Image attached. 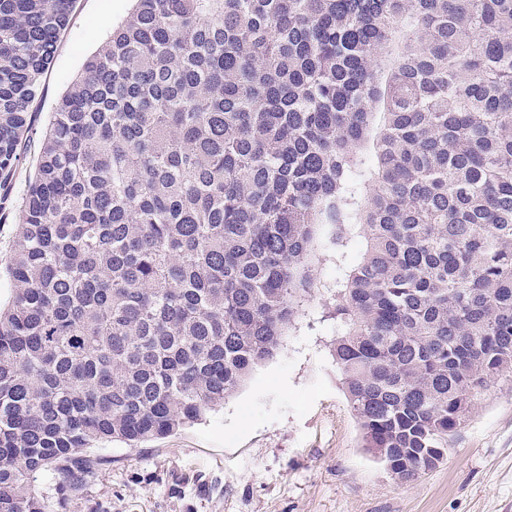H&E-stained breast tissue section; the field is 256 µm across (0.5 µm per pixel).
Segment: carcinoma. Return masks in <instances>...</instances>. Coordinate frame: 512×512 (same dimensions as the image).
<instances>
[{
  "label": "carcinoma",
  "mask_w": 512,
  "mask_h": 512,
  "mask_svg": "<svg viewBox=\"0 0 512 512\" xmlns=\"http://www.w3.org/2000/svg\"><path fill=\"white\" fill-rule=\"evenodd\" d=\"M133 2L17 199L76 0H0V512L203 419L320 300L362 447L418 480L512 384V0ZM15 225L0 223V303L6 304L12 294L11 283L6 273L9 264Z\"/></svg>",
  "instance_id": "1"
}]
</instances>
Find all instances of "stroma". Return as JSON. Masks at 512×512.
<instances>
[{
  "instance_id": "obj_1",
  "label": "stroma",
  "mask_w": 512,
  "mask_h": 512,
  "mask_svg": "<svg viewBox=\"0 0 512 512\" xmlns=\"http://www.w3.org/2000/svg\"><path fill=\"white\" fill-rule=\"evenodd\" d=\"M133 0H78L44 77L41 121ZM333 334L298 319L278 353L198 424L129 448L97 445L106 466L77 496L52 474L51 512H512V386L491 388L446 459L412 483L359 446L331 353Z\"/></svg>"
}]
</instances>
